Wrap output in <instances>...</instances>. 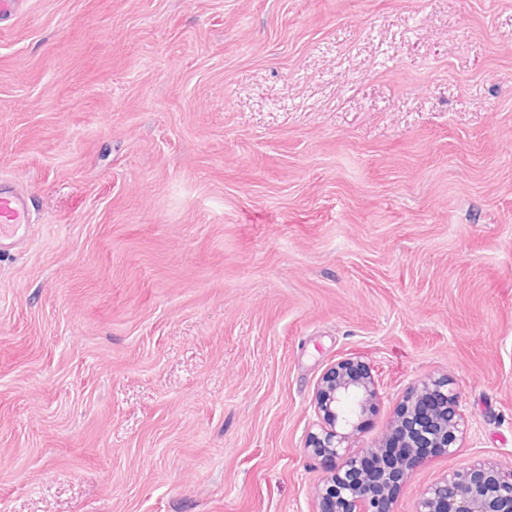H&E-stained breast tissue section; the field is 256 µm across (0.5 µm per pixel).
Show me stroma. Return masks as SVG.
<instances>
[{"instance_id": "obj_1", "label": "stroma", "mask_w": 512, "mask_h": 512, "mask_svg": "<svg viewBox=\"0 0 512 512\" xmlns=\"http://www.w3.org/2000/svg\"><path fill=\"white\" fill-rule=\"evenodd\" d=\"M0 179V512H316L349 357L512 467V0H22ZM0 223L1 239L28 223L23 189L5 180L0 182Z\"/></svg>"}]
</instances>
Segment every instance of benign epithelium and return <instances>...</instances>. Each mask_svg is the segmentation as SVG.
I'll use <instances>...</instances> for the list:
<instances>
[{"label": "benign epithelium", "mask_w": 512, "mask_h": 512, "mask_svg": "<svg viewBox=\"0 0 512 512\" xmlns=\"http://www.w3.org/2000/svg\"><path fill=\"white\" fill-rule=\"evenodd\" d=\"M375 397L372 369L357 359L337 361L321 378L315 398L319 431L310 435L308 450L331 465V474L319 488L318 512H391L384 492L390 475L379 449L352 454L348 446ZM405 409V417L416 423L410 447L426 439L444 453L454 452L465 419L448 379L420 380ZM415 512H512V469L477 462L452 472L422 492Z\"/></svg>", "instance_id": "7a95c632"}]
</instances>
